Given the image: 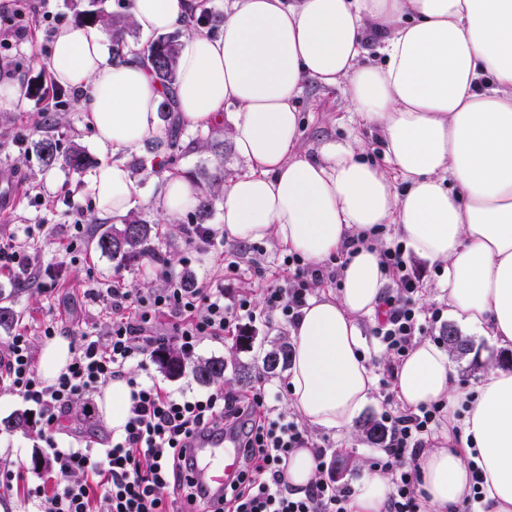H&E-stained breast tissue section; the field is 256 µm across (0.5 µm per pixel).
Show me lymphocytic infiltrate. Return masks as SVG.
Returning <instances> with one entry per match:
<instances>
[{
	"instance_id": "f902f5d3",
	"label": "lymphocytic infiltrate",
	"mask_w": 512,
	"mask_h": 512,
	"mask_svg": "<svg viewBox=\"0 0 512 512\" xmlns=\"http://www.w3.org/2000/svg\"><path fill=\"white\" fill-rule=\"evenodd\" d=\"M60 20L53 0L34 5L16 0L12 17L0 23V47L19 43L37 30L42 37L33 51L48 58ZM37 230L34 224H18L0 238V271L49 293L58 286L61 269L76 262L85 227L74 225L61 260L42 267L35 266L27 248ZM183 230L192 250L224 251L226 269L240 270L246 252L225 250L223 227L187 224ZM346 253L318 264L295 253L286 255L280 277L265 289L258 305L247 295L225 302L223 283L208 276L186 287L169 270L168 259L155 255L164 288L135 294L116 279L108 287L90 289L93 301L111 309L112 324L103 334L86 325L72 328L73 359L51 383L37 372L30 336L23 331L10 336L0 383L39 410L50 461L61 476L50 490L27 487L25 502L34 512H172L175 497L181 496L204 512H350V486L323 479L300 494L289 489L286 475L292 453L310 448L320 462L326 448L308 435L295 414L272 402L265 383L247 392L219 388L200 396L177 394L130 373L131 368H145L156 350L171 343L190 356L202 337L224 335L245 321L293 324L317 285L339 282ZM382 262L394 287L383 299L382 315L371 334L384 352V373L390 376L415 338L433 331L442 312L428 314L419 306L421 279L401 241L392 238L385 243ZM162 318L168 321L163 333L157 329ZM116 378L126 379L131 388L123 434L110 437L101 448L90 440L60 446L62 417L75 405L89 404L93 394ZM383 418L389 438L375 465L389 477L386 512H424L417 458L439 439L448 408L441 403L391 408ZM218 432L237 437L243 467L222 496L212 497L191 480L197 460L186 446L196 435ZM167 489L172 498H164Z\"/></svg>"
}]
</instances>
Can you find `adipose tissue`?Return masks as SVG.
I'll return each instance as SVG.
<instances>
[{
	"mask_svg": "<svg viewBox=\"0 0 512 512\" xmlns=\"http://www.w3.org/2000/svg\"><path fill=\"white\" fill-rule=\"evenodd\" d=\"M201 0H125L146 36L189 29L172 93L182 123L230 119L249 170L225 185L224 232L241 242L275 237L288 252L321 263L354 234L394 225L416 254L443 263L438 286L448 315L512 347V0H234L217 32L196 28ZM382 61L362 64L366 34ZM112 34L66 26L55 35V83L82 94L93 140L111 160L91 176L101 213L122 216L142 201L125 165L164 129L166 94L139 51L112 60ZM343 86L379 130L386 167L363 159L361 142L297 148L296 100L305 80ZM234 113H226V106ZM197 189L168 175L158 205L189 211ZM390 283L381 247L359 248L338 292L310 299L290 327L286 393L307 424L348 429L376 388L361 318L374 317ZM404 407L466 404L464 437L424 451L421 487L434 512H459L471 468L484 482L478 512H512V370L457 383L448 352L415 342L395 372ZM388 482L364 469L352 512H385Z\"/></svg>",
	"mask_w": 512,
	"mask_h": 512,
	"instance_id": "obj_1",
	"label": "adipose tissue"
}]
</instances>
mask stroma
Masks as SVG:
<instances>
[{"instance_id":"1","label":"stroma","mask_w":512,"mask_h":512,"mask_svg":"<svg viewBox=\"0 0 512 512\" xmlns=\"http://www.w3.org/2000/svg\"><path fill=\"white\" fill-rule=\"evenodd\" d=\"M0 65L12 70L11 82L21 93L16 107H0V167L10 169L18 183L15 203L0 209V236L8 235L15 224L45 225V234L30 244L35 264L43 266L57 259L71 234L72 223L79 219L87 223L83 253L79 261L66 269L63 287L49 295L39 291L37 286L30 285L12 302L13 308L20 314L14 328L28 331L33 352L38 355L45 344L41 336L42 326L58 313L68 314L71 323L86 324L98 332H106L112 322V313L105 306L92 303L85 295L86 289L107 287L118 276L123 278L127 288L136 292L155 290L160 288L161 282L146 261L126 265L96 250L93 238L98 227L91 224L90 219L98 209L90 194V171L76 172L61 162L46 166L35 148L36 141L42 135V111L48 107L59 121V155H66L72 146L77 145L94 161L106 159V152L93 142L84 122L78 91L67 88L62 96H54L56 84L49 66L34 59L30 42L0 50ZM297 105L301 115L300 148L312 150L324 141L357 139L365 145L368 161L384 165L379 132L360 121L342 88L328 89L314 83L307 84ZM205 138L222 141L223 153L189 149V142ZM180 140L183 147L174 153L175 167L188 176L199 190L207 188L203 172L223 170L225 180L229 181L248 170L245 160L235 151L230 123L205 129L182 128ZM135 180L144 192L145 201L133 209L132 215L159 228L162 239L158 250L171 261L176 274H189L196 279L207 274L220 277L226 284V297L247 294L252 299H260L263 288L271 280L284 254L283 246L276 239L262 240L261 252L249 254L238 274H223L222 259L212 252L207 254L187 250L182 233V227L186 224L219 223V208H212L205 217L199 216L193 209L170 217L155 204L161 176L139 174ZM245 330L255 337L250 351L237 349L234 340L207 336L201 340L195 352L196 358L221 357L229 367L238 362L257 367L261 365L272 341L290 336L288 326L275 322L249 323ZM469 338L473 343L470 353L452 358L461 383H475L489 367L512 357V350L496 347L478 333H470ZM311 435L326 446L327 465H334L336 459H343L342 474L338 479L342 485H355L362 475L363 466L372 465L381 453L379 446L371 444L354 429L345 435L315 429ZM6 472L20 473L31 483L52 487L57 475L51 468L40 430H33L29 434L0 431V474Z\"/></svg>"}]
</instances>
